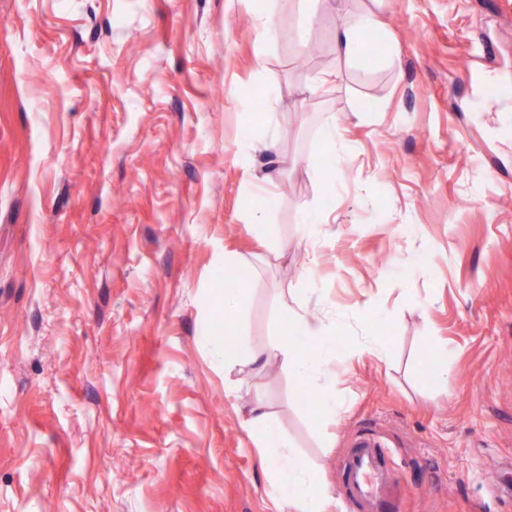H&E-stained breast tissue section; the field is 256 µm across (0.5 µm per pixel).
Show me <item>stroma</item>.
I'll list each match as a JSON object with an SVG mask.
<instances>
[{"mask_svg":"<svg viewBox=\"0 0 512 512\" xmlns=\"http://www.w3.org/2000/svg\"><path fill=\"white\" fill-rule=\"evenodd\" d=\"M337 5L278 0L268 45L251 0H0V512H289L243 425L257 393L331 512L360 440L405 477L388 512H512V0H354L389 67L337 53ZM271 87L274 145L246 168L242 115ZM302 203L331 214L316 240ZM228 250L256 270L230 332ZM298 300L353 341L372 305L390 340L337 360L352 404L324 429L281 360L229 394L200 338L263 352ZM250 200V206L248 207V219L249 223L246 225L249 229L255 230L258 236L262 238V228L265 226L264 221L265 215L274 207V199H264L260 204H256L254 201V193L248 194ZM430 380L433 384L447 383L448 379V347L438 345L433 348L430 356Z\"/></svg>","mask_w":512,"mask_h":512,"instance_id":"35a3bbf8","label":"stroma"}]
</instances>
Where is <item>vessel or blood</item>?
Masks as SVG:
<instances>
[{"mask_svg": "<svg viewBox=\"0 0 512 512\" xmlns=\"http://www.w3.org/2000/svg\"><path fill=\"white\" fill-rule=\"evenodd\" d=\"M391 461V448L376 441L358 443L348 452L340 479L349 503L360 512H384L395 481Z\"/></svg>", "mask_w": 512, "mask_h": 512, "instance_id": "1", "label": "vessel or blood"}]
</instances>
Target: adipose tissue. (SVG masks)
<instances>
[{"label":"adipose tissue","mask_w":512,"mask_h":512,"mask_svg":"<svg viewBox=\"0 0 512 512\" xmlns=\"http://www.w3.org/2000/svg\"><path fill=\"white\" fill-rule=\"evenodd\" d=\"M346 9L345 21L336 31V48L350 63L368 60L364 53L367 35L381 34L383 24L370 10L353 11L349 0H340ZM373 64H387L390 52L370 58ZM344 321L333 317H305L283 306L280 331L267 345V355L282 360L297 383L311 395L309 409L320 423L335 422L345 410L346 397L336 391V375L331 366L339 353L350 357L372 355L385 359L389 341L380 331H372L348 349H341ZM245 425L257 448L267 481L276 496L292 512H330L333 499L318 471L288 441L262 396H255Z\"/></svg>","instance_id":"1"}]
</instances>
